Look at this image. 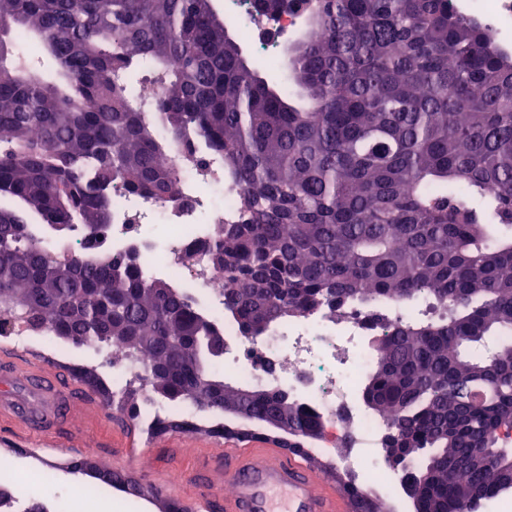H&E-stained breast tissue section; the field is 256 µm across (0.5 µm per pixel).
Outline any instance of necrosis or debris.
I'll use <instances>...</instances> for the list:
<instances>
[{"instance_id":"necrosis-or-debris-1","label":"necrosis or debris","mask_w":512,"mask_h":512,"mask_svg":"<svg viewBox=\"0 0 512 512\" xmlns=\"http://www.w3.org/2000/svg\"><path fill=\"white\" fill-rule=\"evenodd\" d=\"M459 8L495 28L503 41L512 40V0H461ZM299 19L293 8L273 18L269 29L276 39L271 42L256 33L253 0L224 3L225 23L252 42L265 62L275 58L276 40L293 34ZM183 137L204 155L206 174L182 168L179 194L165 205L147 195H113L106 244L116 253L136 250L145 277L163 274L178 287L200 289L208 314L223 321L224 273L209 263L205 246L214 228L238 222L237 188L224 167L223 153L210 150L195 131H184ZM160 223L168 228L161 239L152 233ZM369 313V307L349 304L336 313L319 311L291 321L286 328L257 338L225 324L224 367L256 385H287L299 399L314 405L331 436L330 446L345 449L339 463L356 465L375 485L387 476L381 456L385 425L358 398L359 384L375 358L371 340L383 333Z\"/></svg>"}]
</instances>
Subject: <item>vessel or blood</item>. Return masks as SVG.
Here are the masks:
<instances>
[{"label": "vessel or blood", "instance_id": "1", "mask_svg": "<svg viewBox=\"0 0 512 512\" xmlns=\"http://www.w3.org/2000/svg\"><path fill=\"white\" fill-rule=\"evenodd\" d=\"M100 408L94 390L64 378L57 365L11 353L0 355V423L34 438L70 427V410ZM194 469L159 468L161 487H176L187 512H353L351 499L300 454L274 442L232 440L195 453Z\"/></svg>", "mask_w": 512, "mask_h": 512}]
</instances>
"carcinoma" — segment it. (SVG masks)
Instances as JSON below:
<instances>
[{
  "label": "carcinoma",
  "instance_id": "obj_1",
  "mask_svg": "<svg viewBox=\"0 0 512 512\" xmlns=\"http://www.w3.org/2000/svg\"><path fill=\"white\" fill-rule=\"evenodd\" d=\"M290 0H255L273 17ZM289 77L268 82L244 55L214 0H0V336L22 321L76 346L151 360L142 383L114 391L79 379L149 435L196 429L144 415L153 393L212 413L288 428L309 456L320 416L286 387L248 390L215 377L224 328L194 298L143 277L135 253L101 243L112 188L177 198L175 160L203 167L193 127L224 153L238 224L206 245L224 269V314L259 337L290 317L348 302L426 298L385 325L362 400L416 512H478L512 492V465L488 462L512 424V54L454 0H314ZM35 39L56 65L17 62ZM145 61L174 135L141 120L134 94ZM84 246L60 260L53 234ZM77 473L134 497L141 486L76 461ZM355 512H381L351 476ZM0 512H46L0 487Z\"/></svg>",
  "mask_w": 512,
  "mask_h": 512
}]
</instances>
